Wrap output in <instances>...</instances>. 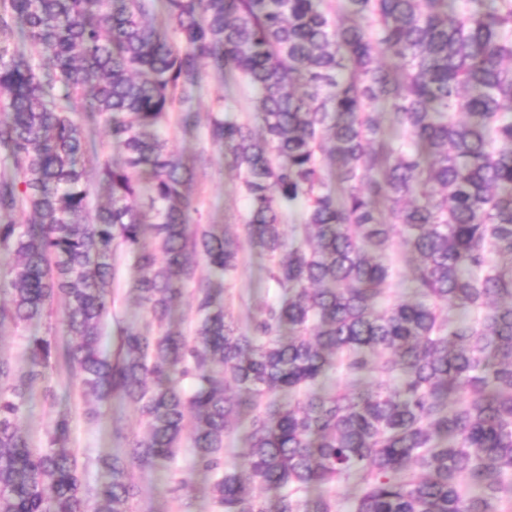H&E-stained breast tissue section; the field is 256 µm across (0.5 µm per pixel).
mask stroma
Wrapping results in <instances>:
<instances>
[{"label": "stroma", "instance_id": "1", "mask_svg": "<svg viewBox=\"0 0 512 512\" xmlns=\"http://www.w3.org/2000/svg\"><path fill=\"white\" fill-rule=\"evenodd\" d=\"M167 136L171 149L188 157L200 152L207 160L206 174L196 188V200L204 221L226 224L231 230L241 231V216L246 204L239 192L234 172L225 165L222 153L210 146L206 126H199L196 134L190 137L172 126L168 128ZM268 264L267 257L261 255L258 249H245L233 284L224 294L225 304L239 323L250 321L258 307L273 294V284L266 274ZM47 384L56 394L55 402H46L41 392H34L23 422L33 446L41 445L56 416L62 412L68 413L71 420L68 446L82 458L111 453L113 418H120L128 433L141 429L134 408L120 401L110 400L98 404L99 420H88L75 375L53 371L48 375ZM173 469L180 471L189 481L182 502L172 499L167 470L144 471L137 475L140 494L135 502L136 512H179V506L183 503L187 504L190 512H212L209 480L204 474L193 470L188 452L178 455Z\"/></svg>", "mask_w": 512, "mask_h": 512}]
</instances>
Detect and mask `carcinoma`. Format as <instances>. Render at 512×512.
Masks as SVG:
<instances>
[{"instance_id":"obj_1","label":"carcinoma","mask_w":512,"mask_h":512,"mask_svg":"<svg viewBox=\"0 0 512 512\" xmlns=\"http://www.w3.org/2000/svg\"><path fill=\"white\" fill-rule=\"evenodd\" d=\"M208 69L247 91L207 123L242 234L191 222L197 168L164 137L197 126ZM0 155V328L58 307L67 330L26 337L21 369L0 355V512H133L134 472L185 438L214 512H339L343 484L348 512L512 499V0H0ZM246 244L278 292L240 332L224 287ZM118 248L141 329L114 313ZM53 367L142 430L82 461L60 415L33 447Z\"/></svg>"}]
</instances>
